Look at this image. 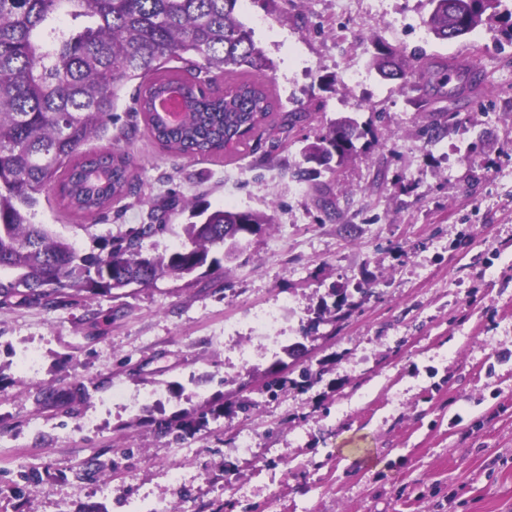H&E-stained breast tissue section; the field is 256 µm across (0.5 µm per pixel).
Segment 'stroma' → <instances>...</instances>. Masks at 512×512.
Returning a JSON list of instances; mask_svg holds the SVG:
<instances>
[{"label": "stroma", "instance_id": "stroma-1", "mask_svg": "<svg viewBox=\"0 0 512 512\" xmlns=\"http://www.w3.org/2000/svg\"><path fill=\"white\" fill-rule=\"evenodd\" d=\"M236 12L274 64L277 103L240 152L176 158L137 129L121 147L139 197L89 223L49 189L35 221L95 254L154 204L167 228L143 240L149 254L181 243L187 201L273 222L195 279L0 305V512H512V46L487 28L434 39L426 0H379L375 15L239 0ZM401 16L410 27L391 29ZM388 49L419 72L461 57L483 78L461 98L430 96L371 70ZM353 71L362 85L346 86ZM294 109L306 120L282 131ZM450 112L428 143L423 128ZM340 116L369 130L356 154L298 179L303 146ZM280 304L278 334L305 345L314 380L273 398L261 371L277 349L246 315ZM28 349L33 379L17 367ZM49 385L82 395L48 404ZM118 385L165 399L131 414ZM207 401L222 411L208 429L158 433ZM93 458L111 479L84 474Z\"/></svg>", "mask_w": 512, "mask_h": 512}]
</instances>
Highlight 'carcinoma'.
<instances>
[{"instance_id":"carcinoma-1","label":"carcinoma","mask_w":512,"mask_h":512,"mask_svg":"<svg viewBox=\"0 0 512 512\" xmlns=\"http://www.w3.org/2000/svg\"><path fill=\"white\" fill-rule=\"evenodd\" d=\"M238 0H0V305L54 306L64 288L92 296L130 282L150 286L164 277L182 279L204 266L220 267L211 256L225 246L227 224L261 228L271 218L252 211L186 204L192 221L184 241L170 252L143 253L145 238L164 232L150 224L112 239L110 248L83 254L75 243L34 223L38 196L59 188L67 210L94 216L113 202L135 195L131 160L113 136L112 148L83 153L91 138L109 133L112 110L126 82L146 81L135 98L148 134L177 157H206L238 149L260 127L274 101L255 82L218 88L238 68L269 70L253 31L235 14ZM427 32L450 40L448 0H427ZM502 22L512 41V9L506 0H467L459 31ZM172 59L186 73H162ZM383 78L405 84L415 71L392 53L373 58ZM172 87L184 91L185 117L170 126L154 102ZM364 135L356 120L341 117L302 149L304 162L318 156L348 160Z\"/></svg>"}]
</instances>
